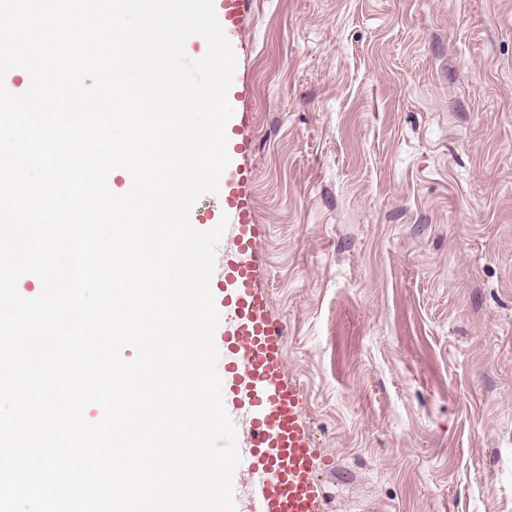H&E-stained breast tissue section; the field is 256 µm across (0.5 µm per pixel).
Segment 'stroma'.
<instances>
[{
    "mask_svg": "<svg viewBox=\"0 0 512 512\" xmlns=\"http://www.w3.org/2000/svg\"><path fill=\"white\" fill-rule=\"evenodd\" d=\"M233 49L325 512H512V0H254Z\"/></svg>",
    "mask_w": 512,
    "mask_h": 512,
    "instance_id": "35a3bbf8",
    "label": "stroma"
}]
</instances>
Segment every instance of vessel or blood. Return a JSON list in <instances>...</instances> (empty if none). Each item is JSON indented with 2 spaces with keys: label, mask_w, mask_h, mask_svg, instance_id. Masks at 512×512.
Masks as SVG:
<instances>
[{
  "label": "vessel or blood",
  "mask_w": 512,
  "mask_h": 512,
  "mask_svg": "<svg viewBox=\"0 0 512 512\" xmlns=\"http://www.w3.org/2000/svg\"><path fill=\"white\" fill-rule=\"evenodd\" d=\"M253 0H214L227 39L244 40ZM241 163L225 168L219 192L231 212L236 253L226 265L225 289L215 291L216 308L230 306L235 331L225 339L222 377L237 366L246 371L245 387L253 421L251 452L263 473L255 488L256 512H324L321 482L313 462V438L300 413V386L286 371L285 331L270 312L260 284L262 257L251 188L242 163L248 146L235 145Z\"/></svg>",
  "instance_id": "vessel-or-blood-1"
}]
</instances>
